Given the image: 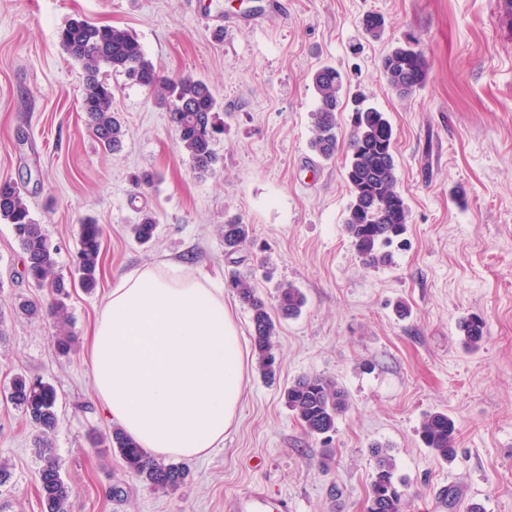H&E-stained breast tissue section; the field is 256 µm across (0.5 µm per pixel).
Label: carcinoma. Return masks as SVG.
I'll return each instance as SVG.
<instances>
[{
	"instance_id": "obj_1",
	"label": "carcinoma",
	"mask_w": 512,
	"mask_h": 512,
	"mask_svg": "<svg viewBox=\"0 0 512 512\" xmlns=\"http://www.w3.org/2000/svg\"><path fill=\"white\" fill-rule=\"evenodd\" d=\"M65 53L83 71L81 110L85 112L94 136L107 152L123 147L126 130L116 112L112 111V87L100 79V71L109 67L129 81L158 91L159 102L168 106L179 143L188 156L192 172L198 178L211 175L219 158L214 149L216 136L224 133L220 104L211 84L192 75L176 80L162 77L144 52L138 39L128 30L96 25L86 20H72L58 33ZM381 70L388 87L400 96H408L425 82L428 61L422 50L409 42L397 46L381 60ZM316 108L312 112L310 148L330 160L339 151L345 154V180L350 190V203L344 230L354 249L369 267L390 261L386 248L406 231L409 210L399 190L394 154V129L388 115L374 107L355 109L346 140L339 139L338 112L344 94L343 79L336 68L326 65L312 76ZM0 220L10 224L24 261V271L35 287L51 297L49 313L56 332L57 349L66 354L72 347L67 327L70 314L66 300L69 289L79 287L92 292L98 282L101 264L103 227L91 219L80 224L79 249L76 256L78 279L68 281L58 269L56 248L33 217L21 189L10 180L0 181ZM156 230L155 216L145 212L140 222L131 226L133 237L140 243L150 242ZM249 225L238 218L224 221V253L232 256L246 246ZM230 286L251 312L254 352L258 370L272 380L277 371L274 353L278 334L266 302L257 294L248 275L234 272ZM306 303L304 294L288 283L279 289L276 310L283 317H293ZM466 349L478 348L486 333L485 321L472 316L460 325ZM7 401L20 409L39 432L37 473L38 490L43 512H71V490L62 477V466L51 436L57 430V394L54 386L23 374L12 377L5 395ZM284 403L295 421L309 436H322L336 429L338 416L347 408L345 390L332 378L315 375L301 377L283 393ZM420 437L436 456L448 460L457 454V428L444 412L428 415L420 426ZM94 448H110L126 468L155 490L174 491L183 485L188 470L182 463L159 461L145 448L114 427L110 434L94 433ZM404 492L393 479L390 458L380 457L375 479L371 484L368 512H403Z\"/></svg>"
}]
</instances>
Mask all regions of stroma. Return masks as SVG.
Listing matches in <instances>:
<instances>
[{"instance_id": "35a3bbf8", "label": "stroma", "mask_w": 512, "mask_h": 512, "mask_svg": "<svg viewBox=\"0 0 512 512\" xmlns=\"http://www.w3.org/2000/svg\"><path fill=\"white\" fill-rule=\"evenodd\" d=\"M385 21L380 39L362 20ZM74 18L132 32L162 74L207 80L223 106L219 163L191 171L154 93L102 68L124 121L121 152L102 150L80 108L83 73L63 51ZM415 38L425 83L402 98L379 68L392 47ZM348 93L386 112L395 133L399 188L409 208L406 244L390 265L362 264L344 232L351 196L344 153L325 161L309 148L322 65ZM154 182L137 187L136 176ZM16 181L75 273L79 224L105 228L99 283L73 289L69 354L53 343L50 318L28 317L19 298L38 296L22 251L0 221V512H42L36 431L5 399L15 374L57 391L52 437L72 512H225L224 501L260 491L294 512H367L381 446L404 484V512H512V0H0V180ZM152 212V243L129 227ZM252 229L239 263L224 254L222 225ZM166 258L209 275L244 334L250 311L227 287L231 270L252 271L268 305L290 283L306 297L299 316L278 318L275 383L249 366L237 425L223 447L189 461L178 490L162 492L120 458L91 447L111 432L93 397L86 341L113 278ZM480 316L478 350L461 344L460 322ZM335 379L349 399L329 442L308 437L282 391L297 378ZM455 421L457 455L444 461L419 437L428 414ZM122 488L113 496V488Z\"/></svg>"}]
</instances>
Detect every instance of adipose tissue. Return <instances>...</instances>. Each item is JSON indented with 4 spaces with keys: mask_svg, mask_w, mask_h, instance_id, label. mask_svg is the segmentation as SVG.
Returning <instances> with one entry per match:
<instances>
[{
    "mask_svg": "<svg viewBox=\"0 0 512 512\" xmlns=\"http://www.w3.org/2000/svg\"><path fill=\"white\" fill-rule=\"evenodd\" d=\"M87 353L98 402L157 456L201 458L238 420L248 356L201 271L160 261L116 278Z\"/></svg>",
    "mask_w": 512,
    "mask_h": 512,
    "instance_id": "obj_1",
    "label": "adipose tissue"
}]
</instances>
